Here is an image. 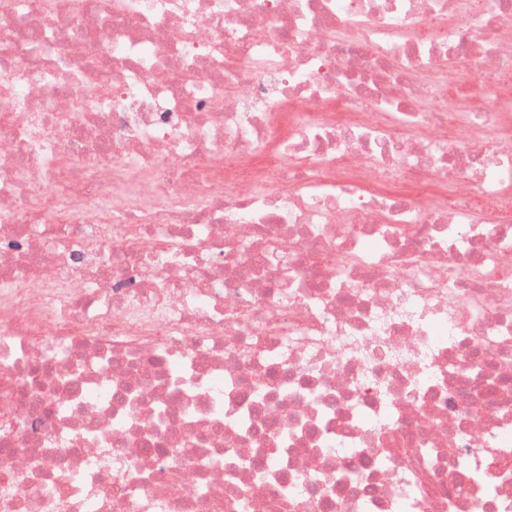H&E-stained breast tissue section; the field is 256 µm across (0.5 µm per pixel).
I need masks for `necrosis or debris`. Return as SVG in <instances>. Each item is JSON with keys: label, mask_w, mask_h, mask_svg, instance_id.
<instances>
[{"label": "necrosis or debris", "mask_w": 512, "mask_h": 512, "mask_svg": "<svg viewBox=\"0 0 512 512\" xmlns=\"http://www.w3.org/2000/svg\"><path fill=\"white\" fill-rule=\"evenodd\" d=\"M1 452L0 512H512V0H0Z\"/></svg>", "instance_id": "necrosis-or-debris-1"}]
</instances>
